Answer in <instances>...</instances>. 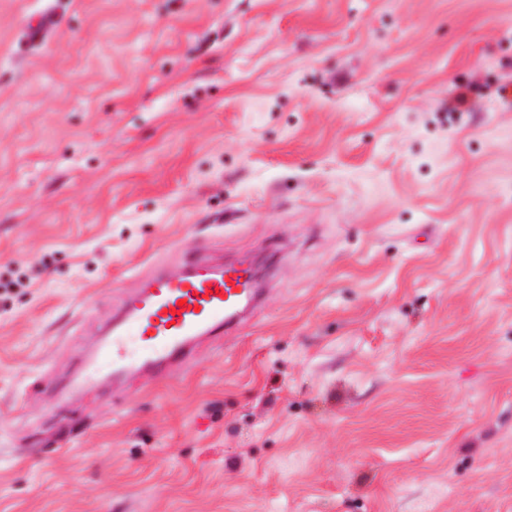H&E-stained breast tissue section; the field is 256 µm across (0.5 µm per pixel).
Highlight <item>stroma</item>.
Returning a JSON list of instances; mask_svg holds the SVG:
<instances>
[{
	"mask_svg": "<svg viewBox=\"0 0 512 512\" xmlns=\"http://www.w3.org/2000/svg\"><path fill=\"white\" fill-rule=\"evenodd\" d=\"M50 13L40 40L31 18ZM512 0H0V512H512ZM270 261L167 381L155 266ZM265 295L253 269L237 261L212 264L197 257L174 270L156 267L125 307L113 315L112 327L89 355L84 377L66 394L59 392V399L65 401L84 383L121 380L133 371L164 381L169 367L189 360L201 342L237 330L262 306ZM180 299L186 304L177 305ZM195 305L200 306L199 311H194ZM172 308L176 314H171ZM171 321L175 324L170 325Z\"/></svg>",
	"mask_w": 512,
	"mask_h": 512,
	"instance_id": "obj_1",
	"label": "stroma"
}]
</instances>
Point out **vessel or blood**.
Instances as JSON below:
<instances>
[{
	"instance_id": "b4317fda",
	"label": "vessel or blood",
	"mask_w": 512,
	"mask_h": 512,
	"mask_svg": "<svg viewBox=\"0 0 512 512\" xmlns=\"http://www.w3.org/2000/svg\"><path fill=\"white\" fill-rule=\"evenodd\" d=\"M266 290L251 267L198 258L177 269L156 267L89 355L83 380H120L138 371L154 381L189 360L203 341L237 330L263 304Z\"/></svg>"
}]
</instances>
